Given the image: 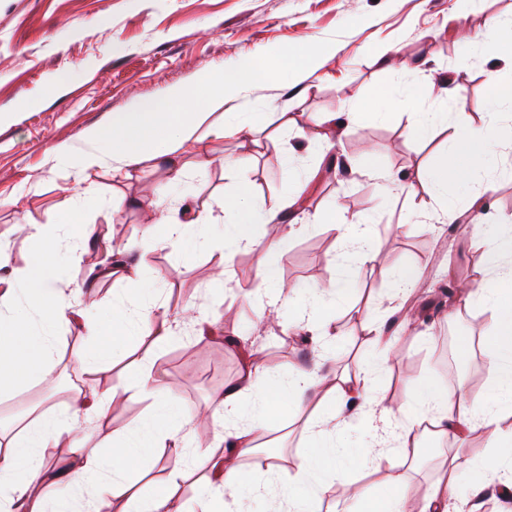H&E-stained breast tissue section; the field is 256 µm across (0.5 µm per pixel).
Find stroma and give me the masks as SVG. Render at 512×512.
<instances>
[{"mask_svg":"<svg viewBox=\"0 0 512 512\" xmlns=\"http://www.w3.org/2000/svg\"><path fill=\"white\" fill-rule=\"evenodd\" d=\"M510 12L512 0H482L467 10L458 0H0V246L15 265H23L32 244L16 225L29 217L56 224L71 205H79L87 221L106 235L83 248L79 263L59 269L61 286L73 303L90 296L103 311L119 306L136 314L138 306L129 302L121 277L98 280L87 292L81 285L89 267L109 262L113 247L142 240L143 215L129 200L162 196L166 172L146 161L122 179L108 163L80 174L67 167L65 152L89 150L88 128L162 98L169 87L203 71L228 70L246 58L262 66L299 65L297 53L310 41L325 49L318 68L292 84L272 81L247 98L257 113L270 100L290 104L295 112L353 113L334 147L321 149L310 143L308 132L280 133L272 124L258 132L254 144L235 137L205 140L186 154L200 164L190 175L195 200L220 218L225 197L241 187L269 201L287 193L292 178L308 180L304 205L285 215L284 224L300 230L275 259L280 283L303 293L342 275L336 234L317 223V215L335 205L349 215L370 216L381 257L335 308L339 338L324 352L326 369L356 371L371 349L365 319L388 331L398 307L411 306L418 315L396 331L398 356L383 374L374 425L429 377L441 383L454 375L469 398H477L489 383L481 356L489 315L448 301L439 287L482 280V251L471 226L512 215V180H497L491 188L485 179L476 180L472 190L484 201L480 213L464 214L454 225L443 223L441 205L432 201L433 190L419 174L439 162L446 132L438 127L410 133L409 115L444 112L452 125L507 122V115L494 114L490 106V83H512V65L495 46L474 51L462 38ZM382 50L393 66L377 62ZM430 80L437 84L433 95H411V88ZM391 106L395 115L375 119V112ZM228 156L246 159V178L225 169ZM407 182L414 183L416 198L403 191ZM422 199L427 209H419ZM284 224L263 225L258 233L277 237ZM257 260L256 252H239L219 298L209 247H199L187 260L171 247L154 245L149 261L166 283L163 299L183 316L180 339L160 348L153 329L140 328L111 372L97 377L98 387L119 384L126 366L147 356L168 390L205 415L243 369L239 342L253 344L271 367L312 363L309 334L272 321L257 327L252 305H245L242 316L222 318L221 308H233L241 289L252 286ZM399 267L422 272L416 292L394 296L392 274ZM199 316L213 319V336L200 335ZM71 401L34 382L0 398V423L19 429L32 406L59 412ZM310 413L306 407L274 419L257 440L259 446L276 448L284 461L281 476L294 472L309 448ZM421 446V460L407 463L414 496L441 476L445 457L459 445L425 440Z\"/></svg>","mask_w":512,"mask_h":512,"instance_id":"obj_1","label":"stroma"}]
</instances>
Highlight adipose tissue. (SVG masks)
I'll list each match as a JSON object with an SVG mask.
<instances>
[{"instance_id":"ef3b65f1","label":"adipose tissue","mask_w":512,"mask_h":512,"mask_svg":"<svg viewBox=\"0 0 512 512\" xmlns=\"http://www.w3.org/2000/svg\"><path fill=\"white\" fill-rule=\"evenodd\" d=\"M271 76L270 69L251 59L227 71L202 72L192 83L170 87L161 99L139 103L129 112L113 113L108 127L87 129L84 137L93 144V151L68 155L66 162L85 172L107 162L120 171L147 160H164L169 189L186 210L180 220L172 222L165 216V199L148 202L152 217L146 225V237H153L160 223L167 228V239L175 244L203 238L218 251L217 266L223 272L239 250L258 251L254 287L248 294L258 316L272 310L287 315L290 323H308L320 345L325 346L337 333L330 306L342 300L350 282L379 259L381 245L370 219L348 217L337 210L329 213L330 227L339 232L337 257L344 276L313 289L305 302L284 292L275 279L272 260L287 249L291 233L270 242L257 233L261 225L281 222L283 214L296 205L298 193L269 205L252 201L246 192L225 199L226 222L216 235L211 231L210 211L192 203L187 190L190 166L179 160L190 142L200 143L211 136L250 138L257 130L256 115L247 111L242 96L263 87ZM216 107L223 113L213 122L208 112ZM505 145L512 146V125L449 127L439 163L423 171L421 178L431 184L438 197L447 195L449 185L465 187L482 176L512 178V166L496 163L493 155L494 148ZM24 230L37 247L23 266L12 265L9 254L0 250V397L13 394L32 380L52 382V339L62 326L78 329L85 336L87 347L75 361L89 380L81 398L66 411L35 416L18 430H0V512H101L117 491L126 497L125 512H180L175 500L184 476L182 453L191 447L196 450V467L207 472L198 490L204 504L202 512H250L254 499L265 500L268 512H313L314 504L332 489L358 506L359 512H460L454 497L459 476L490 468L503 477L501 496H512V218L473 227L487 276L476 290L466 294L465 301L491 314L483 347L490 385L481 399L471 402L460 388L439 387L427 381L412 390L398 411L388 414L384 427L374 426L377 373L388 366L396 343L370 321L365 330L379 356L352 376L295 366L281 371L250 359L240 380L216 403L226 447L220 461L199 447L190 429L192 410L161 385L149 358L128 369L117 391L98 388L96 376L109 369L116 354L126 349L135 324L120 308L114 309L110 320L93 319L58 287L57 267L74 261L70 252L58 246L61 233L83 244L93 233L83 211L68 209L58 231L31 218ZM117 254L116 266L96 269V277L121 271L129 296L145 303L138 322L155 327L157 346L174 343V317L160 300L161 290L147 251L131 244L119 248ZM258 390L263 393L259 399L254 396ZM119 392L145 402V416L125 433L86 444L78 437V430L84 423L105 419ZM278 400L296 411L308 401L316 403V413L307 426L313 450L289 475L288 487L279 489L273 486V473L248 472L237 462L238 457L255 453L254 439L269 428L272 405ZM423 418L429 419L441 437L481 428L487 446L481 456L463 450L449 455L442 478L414 498L409 494L401 461L411 455L413 431ZM351 432L364 444L358 461L336 446L337 435ZM69 437L74 440L71 460L62 466L51 450ZM388 443L399 462L388 472L381 490L369 493L352 473L358 463L374 462L382 454V445ZM157 448L172 449L174 463L166 483L147 493L124 475L129 461ZM37 484L44 485L45 491L35 497L30 489ZM296 485L304 488V495L293 494Z\"/></svg>"}]
</instances>
